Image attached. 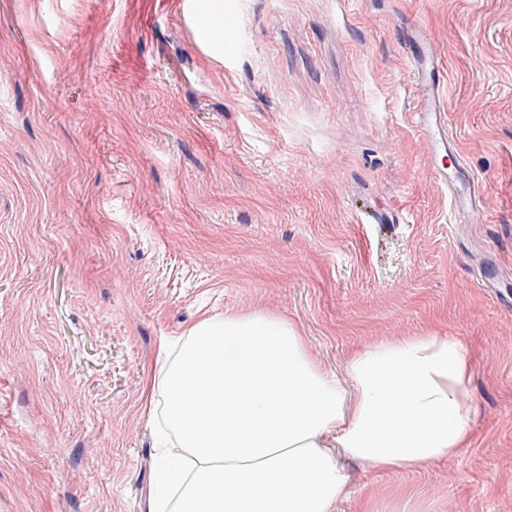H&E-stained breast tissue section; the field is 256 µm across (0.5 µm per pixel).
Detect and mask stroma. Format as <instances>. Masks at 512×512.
Returning a JSON list of instances; mask_svg holds the SVG:
<instances>
[{"instance_id":"obj_1","label":"stroma","mask_w":512,"mask_h":512,"mask_svg":"<svg viewBox=\"0 0 512 512\" xmlns=\"http://www.w3.org/2000/svg\"><path fill=\"white\" fill-rule=\"evenodd\" d=\"M417 24L486 223L416 132ZM256 309L341 381L400 336L472 360L469 447L346 461L335 512H512V0H0V512H146L160 339Z\"/></svg>"}]
</instances>
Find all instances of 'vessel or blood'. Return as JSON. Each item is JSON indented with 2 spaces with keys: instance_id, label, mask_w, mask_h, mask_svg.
Segmentation results:
<instances>
[{
  "instance_id": "b4317fda",
  "label": "vessel or blood",
  "mask_w": 512,
  "mask_h": 512,
  "mask_svg": "<svg viewBox=\"0 0 512 512\" xmlns=\"http://www.w3.org/2000/svg\"><path fill=\"white\" fill-rule=\"evenodd\" d=\"M413 60L414 79L411 85L416 103L415 125L431 145L432 153H448L454 158L458 180L448 179L444 169L435 168L440 184L449 190L455 205L464 206L471 222L482 221V189L477 178L471 177L460 157L456 140L448 130L446 61L429 35L421 27H414L409 38Z\"/></svg>"
}]
</instances>
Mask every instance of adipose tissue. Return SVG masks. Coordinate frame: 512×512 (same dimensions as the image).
<instances>
[{
	"label": "adipose tissue",
	"instance_id": "ef3b65f1",
	"mask_svg": "<svg viewBox=\"0 0 512 512\" xmlns=\"http://www.w3.org/2000/svg\"><path fill=\"white\" fill-rule=\"evenodd\" d=\"M349 389L298 328L257 309L200 319L162 340L144 413L186 460L147 512H334L348 473L416 468L463 452L471 361L450 336H402L354 350Z\"/></svg>",
	"mask_w": 512,
	"mask_h": 512
}]
</instances>
